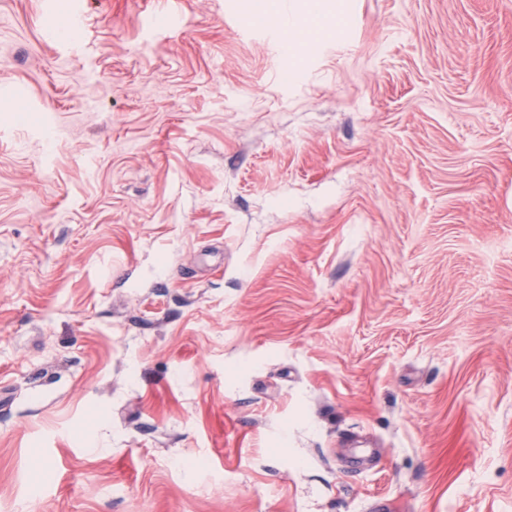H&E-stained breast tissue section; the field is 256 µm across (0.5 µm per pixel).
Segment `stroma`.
<instances>
[{
    "label": "stroma",
    "mask_w": 512,
    "mask_h": 512,
    "mask_svg": "<svg viewBox=\"0 0 512 512\" xmlns=\"http://www.w3.org/2000/svg\"><path fill=\"white\" fill-rule=\"evenodd\" d=\"M81 2L0 0V512H512V0Z\"/></svg>",
    "instance_id": "1"
}]
</instances>
